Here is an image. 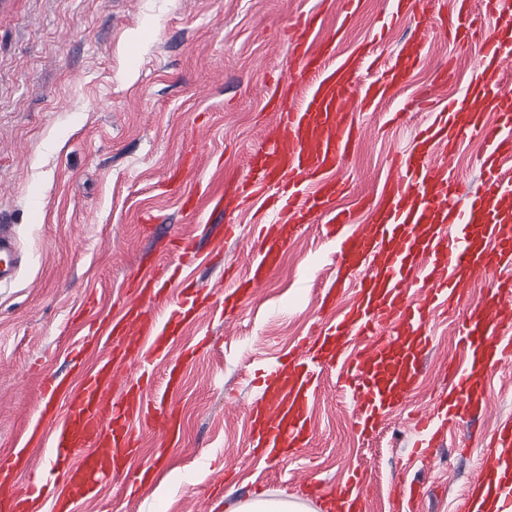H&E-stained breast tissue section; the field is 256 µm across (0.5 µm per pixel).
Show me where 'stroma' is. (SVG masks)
<instances>
[{"label":"stroma","mask_w":512,"mask_h":512,"mask_svg":"<svg viewBox=\"0 0 512 512\" xmlns=\"http://www.w3.org/2000/svg\"><path fill=\"white\" fill-rule=\"evenodd\" d=\"M391 7L361 0L339 44L340 56L366 44L390 61L410 38L423 40L419 65L363 113L368 131L341 170L348 191L336 206L359 224L370 221L393 155L411 147L427 118L408 102L440 109L463 97L481 56L476 39L386 25ZM302 14L326 30L337 23L331 0H0V224L13 226L22 253L15 281L0 288V461L38 417L44 378L68 377L63 338L72 319L115 314L132 272L169 262L163 242L195 237L202 258L183 277L215 290V303L225 267L245 274L253 239L224 240V227L261 219L237 209L234 191L272 119L265 80L292 68L286 29ZM190 150L195 174L170 183L169 170ZM189 193L199 202L193 211L182 206ZM288 252L257 298L231 316L199 309L172 345L182 368L169 404L181 432L168 444L159 428H141L129 466L150 460L154 468L139 493L123 495L118 477L76 512H229L283 492L308 512H329L326 499H307L296 485L306 469L328 491L360 474L367 512H455L493 428L512 418V370L491 377L486 412L449 427L431 458L413 459L410 416L436 404L447 383L442 363L458 340L446 314L431 322L417 388L375 434L353 431L352 399L331 374L299 458L250 453L254 373L307 335L336 277V245L323 224L296 231Z\"/></svg>","instance_id":"35a3bbf8"}]
</instances>
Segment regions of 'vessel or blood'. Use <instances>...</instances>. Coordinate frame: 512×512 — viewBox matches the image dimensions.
Wrapping results in <instances>:
<instances>
[{"mask_svg":"<svg viewBox=\"0 0 512 512\" xmlns=\"http://www.w3.org/2000/svg\"><path fill=\"white\" fill-rule=\"evenodd\" d=\"M495 19L494 29L482 33L483 54L463 99L450 101L447 111L430 116L415 132L410 153L399 163L388 188L372 207L370 226L353 225L332 202L347 188L337 176L349 160L365 129L354 119L358 108L386 99L407 70L420 58L414 43L401 50L394 64L376 68L375 78L361 83L363 54L337 57L340 27L317 33L308 21H298L295 65L289 81L306 92L300 104L285 93L267 96L276 116L269 128V145L249 159V174L237 189L245 205L266 202L269 220L247 256L249 274L225 292V312L248 300L266 285L287 251L294 229L331 216L326 230L336 243L340 276L321 300L322 309H336L335 319L319 323V331L301 356H289L261 370L256 378L263 390L249 409L252 451L297 456L313 430L312 405L323 372L332 367L347 342L358 343L339 382L352 396L353 425L361 433L376 430L392 409L417 384L420 363L431 348L429 325L436 303L458 308L455 356L448 362L451 386L429 413L420 414L416 430L425 453L438 446L442 428L484 410L488 378L512 366V337L503 336L512 324V281H499L498 272L512 267V181L501 162L512 154V86L502 72L512 70V10L500 0H483ZM395 21H429L431 0H395ZM497 113L495 123L486 113ZM479 137L484 152L477 160L485 178L465 206L453 202L460 181L450 174L451 163L438 159L434 147L463 136ZM20 265V250L10 225L0 224V287L9 285ZM362 280L350 306L336 300L346 277ZM488 286L469 298L473 280ZM131 300L122 303L104 333L79 336L69 345L70 363L83 378L75 388L55 378L42 385L43 422L53 424L51 436L32 427L25 444L14 449L0 467V503L7 512H25L28 504L51 500L53 512H72L73 504L95 495L111 482L118 461L139 451L130 424L134 412L146 423H168L163 405H148L144 388L131 385L124 398L112 396L118 373L115 363H129L141 378L152 376L163 355L164 341L175 338L180 325L200 305L195 293L181 291L165 303L168 282L157 269H145L129 282ZM164 302L161 314L153 303ZM118 338L93 369L81 358L85 348L101 337ZM51 440L49 469L34 466L32 450L43 438ZM93 447V454L80 450ZM67 470L66 495H58L47 470ZM455 512H512V427H501L494 448L478 463L477 475Z\"/></svg>","mask_w":512,"mask_h":512,"instance_id":"b4317fda","label":"vessel or blood"}]
</instances>
